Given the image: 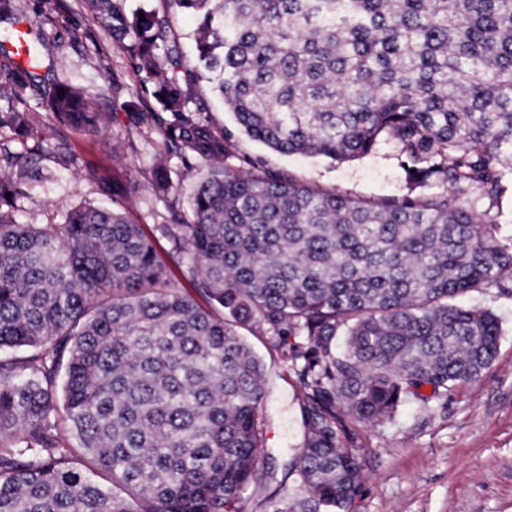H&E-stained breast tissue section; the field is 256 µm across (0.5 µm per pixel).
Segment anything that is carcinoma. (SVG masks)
<instances>
[{"label": "carcinoma", "mask_w": 512, "mask_h": 512, "mask_svg": "<svg viewBox=\"0 0 512 512\" xmlns=\"http://www.w3.org/2000/svg\"><path fill=\"white\" fill-rule=\"evenodd\" d=\"M84 2L129 39L142 85L127 106L150 97L170 113L159 134L183 160H220L232 136L190 107L205 80L276 152L349 161L385 135L407 182L439 191L366 202L284 170L213 167L191 220L165 226L190 259L189 293L123 212L19 224L16 182L1 177L0 512H241L244 490L275 473L258 467L265 369L236 323L270 335L303 392L304 444L281 482L304 496L275 489L271 512H349L362 468L344 417L445 399L497 351L498 319L456 299L512 297V242L491 218L512 175V0ZM177 14L196 21L191 57ZM49 27V13L31 21V64L0 44V112L32 141L21 155L0 141L19 178L48 155L42 112L93 137L111 116L69 80L27 95ZM151 186L169 193L164 164Z\"/></svg>", "instance_id": "1"}]
</instances>
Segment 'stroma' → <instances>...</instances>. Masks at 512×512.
Masks as SVG:
<instances>
[{"mask_svg": "<svg viewBox=\"0 0 512 512\" xmlns=\"http://www.w3.org/2000/svg\"><path fill=\"white\" fill-rule=\"evenodd\" d=\"M65 4L66 22L58 27L49 50L65 68L60 73L44 68L40 75L50 81L62 74L84 85L111 112L112 123L106 135L90 137L43 113L41 136L46 145L66 137L71 155L47 157L18 180L15 214L22 223L44 227L62 223L64 214L78 205L120 209L155 237L169 277L181 279L182 266L173 258L162 227L189 217V195L205 164L166 155L154 118L126 107L136 98L139 81L121 42L90 28L84 0ZM97 43L105 45L109 56L94 69L88 56ZM192 98L216 131H232L225 164L236 167L247 159L259 160L264 168L285 170L305 184L363 201L411 192L399 149L391 140L347 162L282 155L247 138L208 82H198ZM161 157L173 188L159 198L151 181L152 166ZM89 162L107 171L113 190L87 175L84 166ZM464 302L491 311L500 322L502 334L491 366L476 380L456 386L447 399L427 403L411 397L376 424L347 422L342 443L359 454L363 473L352 512H512V298L484 290ZM236 330L265 368L266 395L258 410L261 442L268 451L259 467L265 470L270 455L293 452L303 443L302 391L267 334L241 324Z\"/></svg>", "mask_w": 512, "mask_h": 512, "instance_id": "obj_1", "label": "stroma"}]
</instances>
